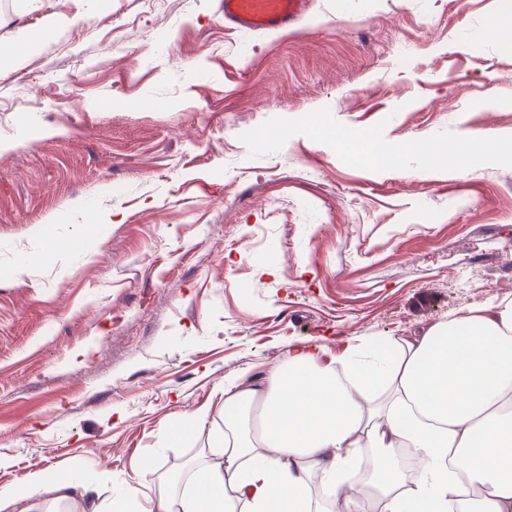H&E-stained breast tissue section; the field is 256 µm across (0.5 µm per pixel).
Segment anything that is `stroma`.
<instances>
[{
	"mask_svg": "<svg viewBox=\"0 0 512 512\" xmlns=\"http://www.w3.org/2000/svg\"><path fill=\"white\" fill-rule=\"evenodd\" d=\"M502 11L311 0L279 35L225 28L222 0H7L0 43L50 33L0 73V487L64 468L107 512L207 455L225 378L512 298V153L461 176L402 152L512 135ZM356 130L390 162H349L333 134ZM95 212L86 248L48 252L44 225L81 238ZM488 34L506 47H512V15L493 16L488 27Z\"/></svg>",
	"mask_w": 512,
	"mask_h": 512,
	"instance_id": "stroma-1",
	"label": "stroma"
}]
</instances>
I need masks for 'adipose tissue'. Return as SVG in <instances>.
Instances as JSON below:
<instances>
[{
  "instance_id": "adipose-tissue-1",
  "label": "adipose tissue",
  "mask_w": 512,
  "mask_h": 512,
  "mask_svg": "<svg viewBox=\"0 0 512 512\" xmlns=\"http://www.w3.org/2000/svg\"><path fill=\"white\" fill-rule=\"evenodd\" d=\"M222 395L210 457L151 507L121 489L112 512H512V299L325 365L300 345ZM363 459L371 486L347 492ZM92 493L43 473L0 488V512H36L43 495L97 512Z\"/></svg>"
}]
</instances>
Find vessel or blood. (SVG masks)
<instances>
[{
  "instance_id": "b4317fda",
  "label": "vessel or blood",
  "mask_w": 512,
  "mask_h": 512,
  "mask_svg": "<svg viewBox=\"0 0 512 512\" xmlns=\"http://www.w3.org/2000/svg\"><path fill=\"white\" fill-rule=\"evenodd\" d=\"M309 0H224V21L242 31L287 30L304 15Z\"/></svg>"
}]
</instances>
